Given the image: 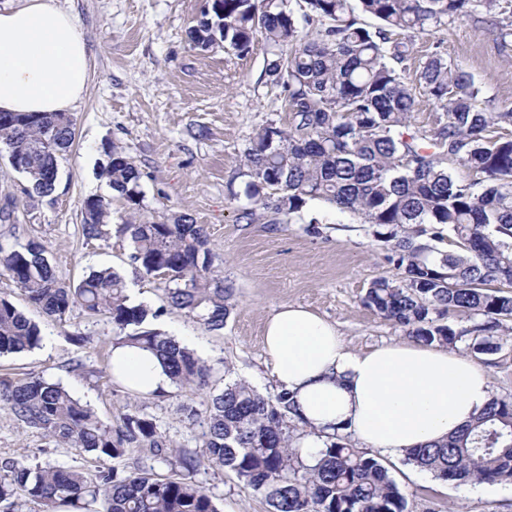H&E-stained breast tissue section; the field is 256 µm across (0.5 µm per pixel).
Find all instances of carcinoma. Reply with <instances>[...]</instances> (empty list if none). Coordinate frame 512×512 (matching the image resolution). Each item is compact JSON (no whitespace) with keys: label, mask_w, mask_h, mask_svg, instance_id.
I'll list each match as a JSON object with an SVG mask.
<instances>
[{"label":"carcinoma","mask_w":512,"mask_h":512,"mask_svg":"<svg viewBox=\"0 0 512 512\" xmlns=\"http://www.w3.org/2000/svg\"><path fill=\"white\" fill-rule=\"evenodd\" d=\"M298 23L288 0H213L211 11L190 30L207 49L220 42L238 52L260 35L279 50L267 67L282 86L291 112L288 128H260L244 151L248 199L289 223L310 200L364 216L375 236L390 245L389 260L404 270L401 282L375 281L364 305L426 343L456 346L459 334L442 320L449 313L486 321L473 349L501 348L503 321L512 317V109L477 108L479 90L437 52L418 81L445 111L429 130L409 131L413 88L390 62L402 64L414 37L469 16L495 14L500 0H304ZM374 18L377 26L360 21ZM75 140L68 112H0V152L24 174L34 193L52 195L60 160ZM454 159L471 179L442 166ZM109 186L133 213L142 210V173L123 151L107 152ZM272 193H267V190ZM107 203L89 196L82 207L88 241L109 243L112 233L130 240L129 259L145 275L164 279L168 306L184 310L212 331L224 328L233 288L213 266L207 231L192 215L163 221L107 223ZM448 242L449 250L439 244ZM0 270L26 300L54 321L79 305L108 318L117 343L157 356L171 383L209 385L211 368L149 319L160 312L129 304L125 278L112 268L80 281L60 278L47 249L30 241L0 247ZM38 323L0 297V354L41 345ZM14 419L59 445L117 459L147 443L166 446L157 424L126 416L114 428L60 382L40 376L0 381V404ZM291 399L264 395L237 379L210 395L201 453L174 451L172 474L139 470L120 476L108 468L94 475L61 466L31 468L4 463L0 500L22 493L46 512L79 510L101 500L105 512H220L192 474L224 467L267 502L270 512H407V493L377 458L360 451L348 435L328 439L304 457L290 445ZM407 460L443 480L484 483L512 480V402L492 398L470 424L441 442L415 448Z\"/></svg>","instance_id":"obj_1"}]
</instances>
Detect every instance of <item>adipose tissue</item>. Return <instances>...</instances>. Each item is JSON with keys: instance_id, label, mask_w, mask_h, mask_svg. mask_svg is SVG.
Listing matches in <instances>:
<instances>
[{"instance_id": "ef3b65f1", "label": "adipose tissue", "mask_w": 512, "mask_h": 512, "mask_svg": "<svg viewBox=\"0 0 512 512\" xmlns=\"http://www.w3.org/2000/svg\"><path fill=\"white\" fill-rule=\"evenodd\" d=\"M89 56L58 0L0 8V111L64 112L82 97ZM263 347L278 389L289 392L306 435L304 451L349 433L392 457L444 439L491 400L485 370L470 358L415 343L347 349L335 324L294 304L265 322ZM112 378L147 395L169 383L158 358L128 345L112 350Z\"/></svg>"}]
</instances>
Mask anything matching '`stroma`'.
I'll return each mask as SVG.
<instances>
[{
	"label": "stroma",
	"mask_w": 512,
	"mask_h": 512,
	"mask_svg": "<svg viewBox=\"0 0 512 512\" xmlns=\"http://www.w3.org/2000/svg\"><path fill=\"white\" fill-rule=\"evenodd\" d=\"M60 3L75 17L90 59L87 89L70 110L76 140L60 162L54 193L45 198L29 196L24 174L0 157V211L12 214L10 221H0V246L42 243L59 277L71 281L102 266L114 267L142 303L161 310L157 326L162 332L194 343L212 377L205 390L171 385L156 396L135 394L109 376L107 361L118 334L111 322L79 306L63 321H52L29 306L11 278L0 275V295L25 308L54 338L49 347L1 355L0 380L40 375L61 382L90 403L104 423L120 425L127 415L148 417L179 449L194 452L201 448L202 428L192 413L205 408L226 377L276 393L262 336L267 318L280 306L299 304L334 322L354 352L406 341L403 328L363 303L373 281L403 277L388 259L387 244L374 236L373 225L319 199L308 201L290 223L275 224L270 210L251 206L244 194L248 177L241 156L253 133L290 121L282 87L266 74L272 55L262 38L243 54L220 45L193 47L188 31L211 0ZM435 50L471 77L482 107L512 108V37H499L494 18L475 14L417 36L404 64L408 81H415ZM109 146L121 149L142 172L144 218L158 221L185 212L205 226L214 265L235 290L222 330H207L187 313L169 308L161 281L131 265L126 238L116 235L107 244L84 238L81 209L89 196L109 202L111 223L128 217L102 173ZM247 207L254 210L250 222L241 218ZM446 322L462 334L456 353L487 370L493 396L512 400V339L496 353H477L472 345L480 318L450 315ZM78 362L83 370H75ZM5 459L89 473L107 465L121 473L171 472L168 461L146 448L129 449L107 463L58 446L22 427L0 406V461ZM381 462L407 492L409 512H512V481L461 483L439 479L402 458L385 456ZM193 479L221 512L269 510L264 498L244 489L230 470L204 467Z\"/></svg>",
	"instance_id": "1"
}]
</instances>
